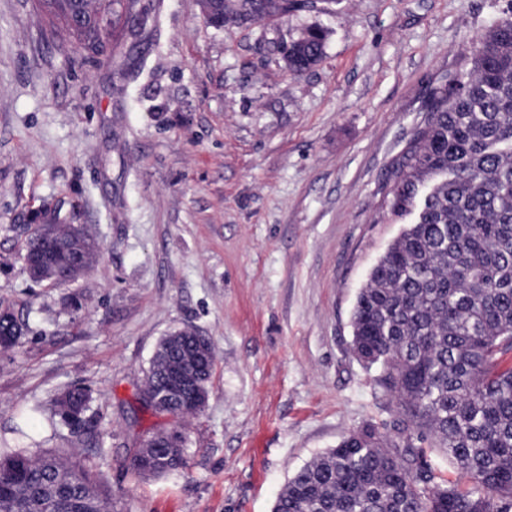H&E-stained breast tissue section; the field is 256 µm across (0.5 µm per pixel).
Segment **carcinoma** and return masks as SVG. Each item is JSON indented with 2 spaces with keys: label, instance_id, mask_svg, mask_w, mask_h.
<instances>
[{
  "label": "carcinoma",
  "instance_id": "1",
  "mask_svg": "<svg viewBox=\"0 0 512 512\" xmlns=\"http://www.w3.org/2000/svg\"><path fill=\"white\" fill-rule=\"evenodd\" d=\"M301 0H224L225 27L288 17ZM76 48L103 53L101 26L148 18L138 0H92L91 27L73 23L72 0H50ZM297 51L299 74L323 58L327 31L306 29ZM382 209L408 225L372 267L354 307L352 354L380 370L379 385L423 442L435 440L469 486L438 478L426 450L400 446L366 427L346 435L288 479L272 512H512V8L502 13L434 87L428 119L395 170ZM25 324L0 316L4 349ZM197 350L204 367L213 348L185 336L151 360L142 410L152 416L169 367ZM90 423L88 456L63 457L0 440V512H103L110 492L91 459L104 452L95 431L94 397L65 389ZM163 430L142 431L131 457L139 478L164 477L186 466V448H165Z\"/></svg>",
  "mask_w": 512,
  "mask_h": 512
}]
</instances>
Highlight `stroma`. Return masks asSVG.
Returning a JSON list of instances; mask_svg holds the SVG:
<instances>
[{"label":"stroma","mask_w":512,"mask_h":512,"mask_svg":"<svg viewBox=\"0 0 512 512\" xmlns=\"http://www.w3.org/2000/svg\"><path fill=\"white\" fill-rule=\"evenodd\" d=\"M512 0H334L284 22L217 30L198 0H161L124 42L132 72L51 37L36 0H0V300L26 329L0 350V434L16 410L43 447L68 386L97 398L96 469L109 512H272L289 477L348 433L396 437L403 416L350 352L368 274L402 224L382 218L391 172L455 72ZM328 29L295 75L259 32ZM100 246L65 285L33 282L26 224L40 206ZM214 349L204 411L179 426L188 465L135 478L132 409L163 336Z\"/></svg>","instance_id":"obj_1"}]
</instances>
